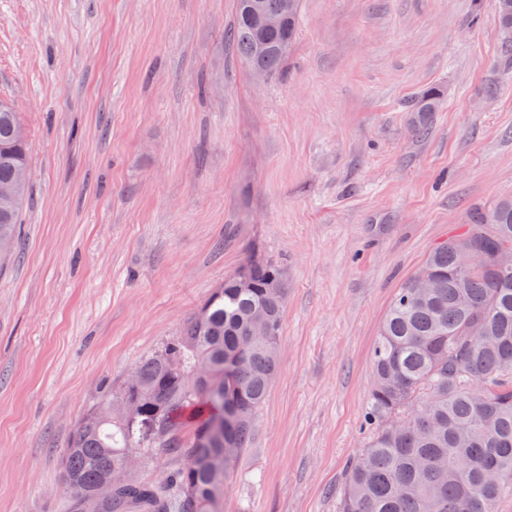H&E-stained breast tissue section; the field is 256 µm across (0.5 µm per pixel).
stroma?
Masks as SVG:
<instances>
[{"label": "stroma", "mask_w": 512, "mask_h": 512, "mask_svg": "<svg viewBox=\"0 0 512 512\" xmlns=\"http://www.w3.org/2000/svg\"><path fill=\"white\" fill-rule=\"evenodd\" d=\"M235 10L0 0V101L29 141L0 253V512H72L82 418L252 259L281 270L280 356L224 512H337L393 294L512 198L495 0H302L262 82L224 40ZM440 104L439 93L433 89L423 92L412 104L409 112H421V116L415 125L418 136L428 134L433 112H438Z\"/></svg>", "instance_id": "35a3bbf8"}]
</instances>
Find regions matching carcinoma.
<instances>
[{
    "mask_svg": "<svg viewBox=\"0 0 512 512\" xmlns=\"http://www.w3.org/2000/svg\"><path fill=\"white\" fill-rule=\"evenodd\" d=\"M253 0H237L227 38L248 69L278 74L299 28L301 0H260L284 24L262 30ZM496 0L499 29L512 43V9ZM439 93L423 92L416 134H428ZM13 108H0V185L17 189L0 209V251L13 248L28 192L27 145ZM469 246L470 266L458 260ZM512 200L477 212L465 230L438 244L420 272L393 295L371 352L370 438L348 466L338 512H499L512 481ZM285 289L272 264L251 286L224 281L179 336L143 359L136 384L124 381L80 422L63 456L65 481L90 512H224V480L246 448L279 362ZM263 314L268 335L247 343ZM134 400L140 414L125 415ZM144 446L183 456L184 467L156 484L137 479L98 488Z\"/></svg>",
    "mask_w": 512,
    "mask_h": 512,
    "instance_id": "cac0c4a2",
    "label": "carcinoma"
}]
</instances>
